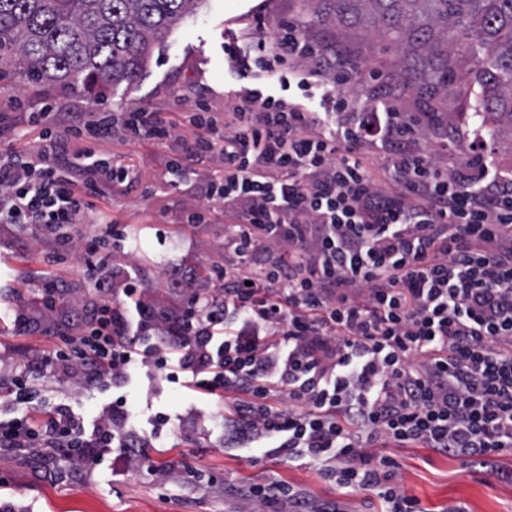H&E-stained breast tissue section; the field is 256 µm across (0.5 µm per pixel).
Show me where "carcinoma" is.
<instances>
[{
	"label": "carcinoma",
	"mask_w": 512,
	"mask_h": 512,
	"mask_svg": "<svg viewBox=\"0 0 512 512\" xmlns=\"http://www.w3.org/2000/svg\"><path fill=\"white\" fill-rule=\"evenodd\" d=\"M198 0H0V81L54 84L98 95L135 83ZM311 19L367 22L398 51L406 85L455 117L460 85L477 87L472 122L494 137L512 127V0H326ZM460 57L472 67L461 71ZM210 267L185 287L207 293Z\"/></svg>",
	"instance_id": "cac0c4a2"
}]
</instances>
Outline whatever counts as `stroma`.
I'll use <instances>...</instances> for the list:
<instances>
[{
  "label": "stroma",
  "instance_id": "obj_1",
  "mask_svg": "<svg viewBox=\"0 0 512 512\" xmlns=\"http://www.w3.org/2000/svg\"><path fill=\"white\" fill-rule=\"evenodd\" d=\"M321 0H201L194 14L177 26L167 41L155 48L138 82L121 84L98 101L85 92L52 85L32 90L20 82L0 83V104L17 101L14 115V146L27 155L42 143L40 127L28 121L43 100L61 112H125L147 107L168 112L190 110L198 101L223 111L228 93L239 86L224 57L226 44L252 30L264 20L267 34L278 25L321 10ZM313 42L337 39L353 54L390 71L395 51L367 27L345 32L310 26L305 30ZM186 101H178V94ZM397 106L416 117L423 129L422 144L439 152L442 141L456 143L475 136L465 120L447 124L443 115L430 113L418 95L404 91ZM194 131L178 126L164 145L120 135L98 143H74L77 151H91L111 159L113 166L131 172L132 188H117L111 200H99L96 210L127 225L132 240L112 255L115 280L132 277L147 297L169 308L179 301L171 286L173 265L191 268L211 260L233 261L224 247V227L174 224L178 211L194 205L192 186L207 167L194 164L174 172L169 161L190 142ZM50 243L0 227V367L25 371L39 393L29 407L38 414L44 404L66 403L88 419L106 416L111 394L99 393L78 375L39 372L38 360L55 343L60 331H76L94 309L98 296L78 270L75 261L48 266ZM65 284L64 299L57 310L43 307L35 285L46 272ZM32 320L24 334L14 330L17 311ZM119 391L126 395L129 418L126 427L147 437L151 469L135 462L116 460L111 467L81 476L61 479L51 458L15 452H0V505L14 512H252L254 504L242 494L248 484L287 481L307 488L318 500H341L350 512H381L377 498L350 495L325 481L316 467L264 457L262 449L228 448L224 445V410L217 400L164 381L150 368L140 367L121 379ZM170 416L160 433L151 421L157 412ZM398 476L408 495L420 502L422 512H447L461 506L464 512H512V482L498 476L512 469V454L500 456L494 469H466L462 459L439 455L426 448H393Z\"/></svg>",
  "mask_w": 512,
  "mask_h": 512
}]
</instances>
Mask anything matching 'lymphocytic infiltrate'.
Masks as SVG:
<instances>
[{
  "instance_id": "1",
  "label": "lymphocytic infiltrate",
  "mask_w": 512,
  "mask_h": 512,
  "mask_svg": "<svg viewBox=\"0 0 512 512\" xmlns=\"http://www.w3.org/2000/svg\"><path fill=\"white\" fill-rule=\"evenodd\" d=\"M226 54L244 81L260 63L332 86L337 119L245 85L220 112L200 102L175 115L88 116L47 104L32 115L46 126L44 144L22 157L0 113V225L51 241L50 263L79 257L100 298L40 365L87 371L100 389L153 355L167 382L190 375L198 392L227 405L240 447L307 461L348 493L375 494L385 512H422L389 445H420L473 468L512 451V177L487 164L485 137L441 166L417 121L390 105L358 107L350 88L377 71L338 41L311 45L288 22ZM181 122L197 135L172 167L190 158L217 167L200 183L203 203L177 221L213 224L231 214L224 245L235 260L212 266L220 292L161 309L143 300L138 281L112 277L125 225L72 234L129 173L102 157L71 163L65 154L75 136L164 141ZM368 146L380 149V174ZM126 405L116 397L90 429L65 404L39 421L0 422V450L94 471L109 454L128 458L147 445L126 430ZM244 494L270 512H345L342 502H313L285 481Z\"/></svg>"
}]
</instances>
